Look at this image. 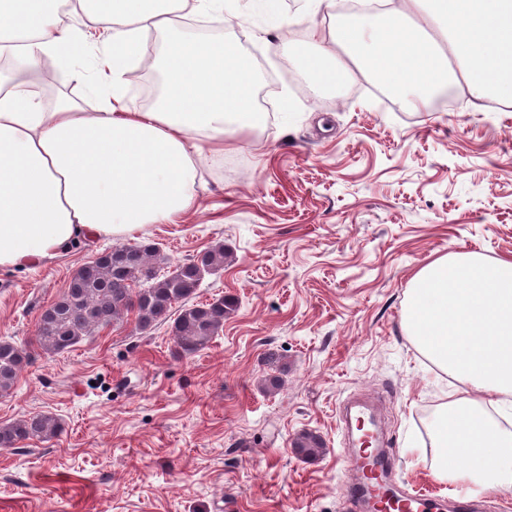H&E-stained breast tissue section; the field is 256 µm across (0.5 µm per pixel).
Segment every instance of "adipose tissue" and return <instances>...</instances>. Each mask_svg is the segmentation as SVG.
Listing matches in <instances>:
<instances>
[{
    "mask_svg": "<svg viewBox=\"0 0 512 512\" xmlns=\"http://www.w3.org/2000/svg\"><path fill=\"white\" fill-rule=\"evenodd\" d=\"M307 2L322 15L303 33L308 51L296 54L286 37L280 47L314 92L358 70L417 112L460 82L473 99L512 104V0H384L385 10L352 18L337 13L335 0ZM60 6L0 0V42H13L24 59L0 95V269L175 223L197 203L201 165L223 155L225 140L265 126L253 105L256 72L232 40H170L156 104L123 101L146 54L145 31L223 10V0H77L103 25L99 42L76 35ZM84 53L112 70L99 110L43 107V57ZM406 324L439 370L468 384L434 426L437 478L512 489V433L484 413L512 397V260L429 262L410 281Z\"/></svg>",
    "mask_w": 512,
    "mask_h": 512,
    "instance_id": "obj_1",
    "label": "adipose tissue"
}]
</instances>
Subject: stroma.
I'll return each mask as SVG.
<instances>
[{"label": "stroma", "instance_id": "stroma-1", "mask_svg": "<svg viewBox=\"0 0 512 512\" xmlns=\"http://www.w3.org/2000/svg\"><path fill=\"white\" fill-rule=\"evenodd\" d=\"M314 19L305 0H253L234 27L213 14L205 27L153 32L152 56L172 35L223 37L258 72L265 129L203 170L193 210L127 238L176 263L224 244L231 262L195 299L231 294L239 305L191 357H174L169 324L143 333L130 321L39 354L0 397V423L49 414L63 431L0 451V512H352L341 492L357 473L339 414L350 397L382 405L390 482L454 512L426 434L463 386L407 334V288L446 254L512 259V106L416 112L361 73L313 96L283 78L279 47L283 21L300 32ZM56 67L42 105L96 111L83 57ZM112 245L1 269L0 338L32 341L72 273ZM271 353L277 391L263 385ZM304 430L326 444L312 461L292 448Z\"/></svg>", "mask_w": 512, "mask_h": 512}]
</instances>
